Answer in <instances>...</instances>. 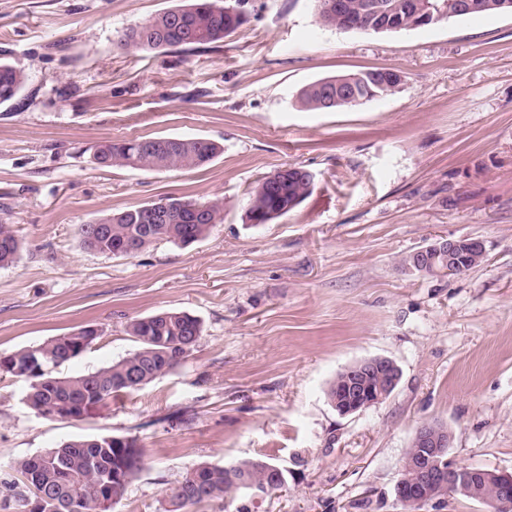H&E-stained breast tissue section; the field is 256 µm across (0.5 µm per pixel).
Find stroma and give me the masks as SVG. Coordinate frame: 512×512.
<instances>
[{
    "mask_svg": "<svg viewBox=\"0 0 512 512\" xmlns=\"http://www.w3.org/2000/svg\"><path fill=\"white\" fill-rule=\"evenodd\" d=\"M176 0H0V62L27 75L0 108V221L22 241L0 269V355L92 324L97 340L57 367L96 371L131 353L127 322L197 317L176 368L77 420L30 410L0 375V489L16 459L71 437L132 436L144 464L112 512H169L202 463L261 457L282 492L254 512H402L395 485L416 429L447 424L461 466L512 473V13L399 32L322 27L314 0H238L245 22L193 51L118 47ZM393 94L307 110L300 90L370 70ZM206 138L224 150L190 170L92 163L106 139ZM310 171L312 194L268 224L245 217L258 180ZM162 197L224 205L187 246L132 256L86 249L82 225ZM473 237L483 263L428 277L405 256ZM382 356L395 392L339 415L337 372Z\"/></svg>",
    "mask_w": 512,
    "mask_h": 512,
    "instance_id": "35a3bbf8",
    "label": "stroma"
}]
</instances>
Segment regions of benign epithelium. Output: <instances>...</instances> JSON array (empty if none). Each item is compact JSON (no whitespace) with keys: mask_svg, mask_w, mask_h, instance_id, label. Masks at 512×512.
I'll return each mask as SVG.
<instances>
[{"mask_svg":"<svg viewBox=\"0 0 512 512\" xmlns=\"http://www.w3.org/2000/svg\"><path fill=\"white\" fill-rule=\"evenodd\" d=\"M450 10L444 12L425 3L416 10L422 24L442 21L453 10L474 11L483 7L480 0H448ZM485 254L483 241L472 237L438 239L412 253L408 269L423 276L462 275L467 272V257ZM401 370L385 357L359 360L345 368V385L332 402L342 416L363 411L387 398L395 391ZM412 441L416 449L402 464L407 477L395 488L396 499L406 506L436 505L451 496H470L474 487L488 485L496 490L493 504L504 512L512 509V474L482 468H461L449 457L452 432L440 422H426L417 428Z\"/></svg>","mask_w":512,"mask_h":512,"instance_id":"1","label":"benign epithelium"}]
</instances>
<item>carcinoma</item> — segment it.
Here are the masks:
<instances>
[{
  "label": "carcinoma",
  "mask_w": 512,
  "mask_h": 512,
  "mask_svg": "<svg viewBox=\"0 0 512 512\" xmlns=\"http://www.w3.org/2000/svg\"><path fill=\"white\" fill-rule=\"evenodd\" d=\"M443 5L447 0H346L348 13L360 15L363 5L373 3L389 9L391 15L363 21L358 30L376 31L378 20H390L386 31H407L416 6L424 2ZM336 0H315L319 23L342 28L336 15ZM245 22L228 0H185L126 30L119 43L140 51L175 47L193 50L224 41V37ZM27 75L10 64L0 63V106L11 104L23 91ZM301 106L311 109H343L354 102L336 98V88L316 81L298 96ZM223 148L203 138H151L108 140L97 145L93 163L104 167H126L143 171L193 169L212 161ZM314 189L313 175L298 168L291 173L275 171L259 181L248 193L246 219L267 224L306 199ZM223 204L198 199L162 198L133 210L112 213L93 224L81 226L79 235L87 249L105 255H134L157 241L179 246L206 237L222 221ZM21 243L10 224L0 223V268L12 265ZM92 325L55 336L39 346L44 372L23 368L30 356L26 347L12 353L10 363L0 365V374L29 381L27 406L38 415L56 407L71 412L106 404L122 393L139 390L177 367L192 351L201 336L200 321L185 312H160L134 319L126 332L136 343L127 356L95 372L60 377L50 372L87 350L94 340L86 339ZM143 462L137 441L128 436L74 437L58 446L15 463L18 481L9 486L15 501L38 491L43 494L38 512H60L64 502L70 512H111L99 503L105 486H126ZM272 462L262 458L205 463L188 471L170 496L173 509L187 505L224 502L239 497V485L269 483L267 468Z\"/></svg>",
  "instance_id": "obj_1"
}]
</instances>
